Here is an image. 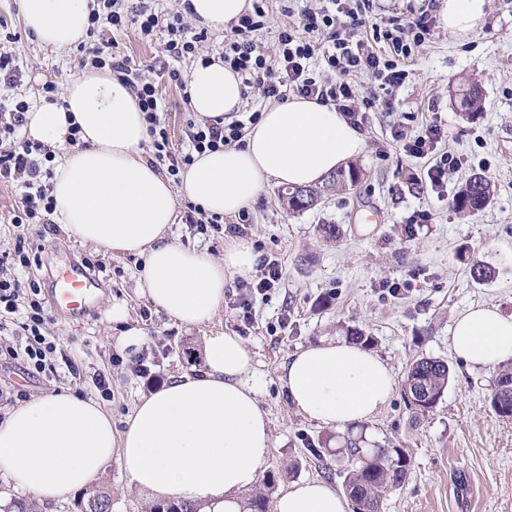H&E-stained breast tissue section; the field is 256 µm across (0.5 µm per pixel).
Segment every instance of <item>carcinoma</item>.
I'll use <instances>...</instances> for the list:
<instances>
[{"mask_svg":"<svg viewBox=\"0 0 512 512\" xmlns=\"http://www.w3.org/2000/svg\"><path fill=\"white\" fill-rule=\"evenodd\" d=\"M362 173L355 165L328 178L321 186L290 188L282 192L288 209L299 212L313 208L321 198L338 188L356 185ZM493 197L492 184L475 174L457 193L456 210L474 214L485 208ZM451 377L447 362L434 357L414 359L408 366L402 384L403 399L411 411L412 421L420 422L434 410L443 397ZM490 405L495 413L506 419L512 418V367L501 370L490 394ZM351 468L345 477L343 489L351 502L352 512H379L382 497L402 487L411 473L412 457L404 448H379L366 455L357 443H350ZM277 477L266 475L263 489L250 499V512H268V494L274 488ZM81 512H112V495L104 487L94 488L83 495ZM150 512H200V508L188 500H172L154 504Z\"/></svg>","mask_w":512,"mask_h":512,"instance_id":"carcinoma-1","label":"carcinoma"}]
</instances>
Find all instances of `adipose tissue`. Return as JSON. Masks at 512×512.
Listing matches in <instances>:
<instances>
[{"label":"adipose tissue","instance_id":"1","mask_svg":"<svg viewBox=\"0 0 512 512\" xmlns=\"http://www.w3.org/2000/svg\"><path fill=\"white\" fill-rule=\"evenodd\" d=\"M94 0H20L22 22L55 53L84 36ZM193 19L221 28L251 0H188ZM486 0H446L443 26L456 35L480 28ZM193 112L224 117L242 101V79L219 56L187 77ZM79 125V145L68 143ZM25 136L57 149L53 220L77 241L145 262L138 290L169 320L191 327L212 321L228 277L248 275L257 256L249 240L228 237L216 258L169 237L177 200L232 218L254 205L267 183H321L365 148V137L336 108L297 96L265 108L244 147L195 155L172 186L143 146L147 124L135 94L109 70L89 69L64 85L57 103L26 114ZM451 349L471 367L491 370L512 358V315L477 305L455 320ZM202 369L190 370L141 398L121 432L96 402L71 392L31 398L0 421V474L36 497L65 500L86 490L111 460L147 500L178 498L202 512H248L246 493L270 456L272 433L258 400L254 359L242 336L206 337ZM280 381L296 410L319 425L345 429L378 414L395 379L377 354L341 339L290 355ZM275 512H347L330 484L304 480L281 494Z\"/></svg>","mask_w":512,"mask_h":512}]
</instances>
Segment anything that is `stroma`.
Masks as SVG:
<instances>
[{"label": "stroma", "instance_id": "1", "mask_svg": "<svg viewBox=\"0 0 512 512\" xmlns=\"http://www.w3.org/2000/svg\"><path fill=\"white\" fill-rule=\"evenodd\" d=\"M267 5L268 24L258 42L272 55L279 30L300 27L305 4L294 0L288 12L281 0ZM486 13L484 25L469 35L435 26L409 62L392 109L371 113L361 127L366 146L355 161L362 179L354 189L332 192L314 208L293 213L283 205L280 187L269 184L249 207L248 221L227 218L218 231L183 221L172 226L173 240L214 257L223 255L225 239L235 235L279 258V288L254 295L250 313L237 305L245 291L236 275L227 281L224 304L210 323L176 324L139 295L142 256L105 253L52 225L28 278L45 287L54 267L89 258L104 266L98 275L101 291L93 313L58 317L47 327L57 345L54 375L33 377L22 362L0 359V420L22 399L70 390L101 400L112 414L113 430L121 431L141 397L172 375L202 368L205 336L230 330L252 352L261 380L258 399L271 421L266 469L277 482L270 500L305 479L324 477L341 488L340 456L352 439L368 450L400 446L412 456L408 480L383 499L380 512H512V420L498 417L489 404L497 374L469 368L448 344L455 318L470 306L491 305L512 315V0H486ZM0 30L16 33L10 49L23 74L20 86L0 87V96L33 105L42 97L43 82L61 87L81 73L78 49L59 57L38 45L20 20L18 0H0ZM102 35L148 71L165 101L172 143L186 148L191 111L182 91L160 70L167 59L166 31L146 37L133 27H107ZM473 84L482 99L467 114L457 94ZM433 103L446 126L438 149L460 160L439 193L430 188L428 162L408 157L392 136L407 119L429 120ZM475 173L492 183L494 195L483 210L463 215L453 200ZM366 208L376 210V221L361 220ZM425 209L432 223H410L414 212ZM325 224L336 225L335 239L324 237ZM476 261L494 270L491 280L473 279ZM116 308L124 312L123 322L113 321ZM127 327L141 329L138 346L119 345ZM350 329L374 337L372 350L386 360L396 381H403L415 357L448 362L452 379L428 417L411 424L398 389L378 415L346 429L319 426L292 407L278 380L282 363L301 348L345 337ZM141 353L152 364L151 376L129 365ZM99 375L110 383L109 398L94 386ZM99 483L112 493V512H146V499L130 486L118 462L106 466Z\"/></svg>", "mask_w": 512, "mask_h": 512}]
</instances>
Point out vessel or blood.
Wrapping results in <instances>:
<instances>
[{"label":"vessel or blood","mask_w":512,"mask_h":512,"mask_svg":"<svg viewBox=\"0 0 512 512\" xmlns=\"http://www.w3.org/2000/svg\"><path fill=\"white\" fill-rule=\"evenodd\" d=\"M98 278L82 264L71 261L53 275L49 287V303L54 314L80 315L94 307Z\"/></svg>","instance_id":"b4317fda"}]
</instances>
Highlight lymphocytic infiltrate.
<instances>
[{"instance_id": "obj_1", "label": "lymphocytic infiltrate", "mask_w": 512, "mask_h": 512, "mask_svg": "<svg viewBox=\"0 0 512 512\" xmlns=\"http://www.w3.org/2000/svg\"><path fill=\"white\" fill-rule=\"evenodd\" d=\"M265 0H253L252 8L232 21L220 54L225 66L242 78L244 87H259L266 98L284 103L290 96L311 99L334 106L347 114L351 124L362 126L370 112L390 108L407 72L405 65L415 47L422 45L435 25L427 8L408 20L382 17L374 11V0H329L303 11L301 28L279 31L278 51L268 55L257 43L267 23ZM137 26L141 34L151 36L165 26L164 45L176 64L194 57L207 38L206 31L193 30L182 14H173L161 22L145 0H96L89 17L90 27L109 25L121 28ZM82 64L107 69L125 82L137 96L145 114L149 149L157 162L165 163L170 176L176 177L190 166L194 154L229 146H242L248 127L258 122L259 112L223 123L219 119L188 120L189 149L173 152L168 130L160 118L163 110L155 83L133 68L129 58L116 51L112 41L97 39L81 44ZM368 75L371 93L358 97L354 77ZM29 105L17 101L0 112V183L19 187L21 204L12 218L19 227L13 251L0 254V331L11 330V341L0 340V356L22 359L29 374L53 371L56 344L44 329L53 320L35 281L23 280L22 271L32 264L28 242L37 225H50L55 201L50 193L56 154L50 148L26 140L21 134ZM443 135L438 121L423 124L420 130L402 126L394 138L412 158L434 157L428 172L431 187L442 186L454 156L436 154Z\"/></svg>"}]
</instances>
